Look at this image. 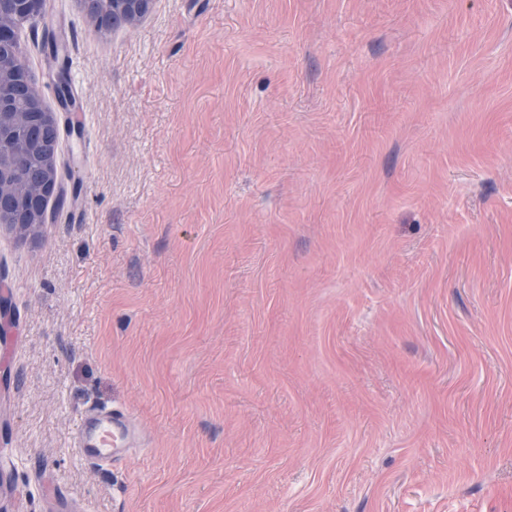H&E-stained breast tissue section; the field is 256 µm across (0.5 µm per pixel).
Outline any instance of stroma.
<instances>
[{
  "mask_svg": "<svg viewBox=\"0 0 512 512\" xmlns=\"http://www.w3.org/2000/svg\"><path fill=\"white\" fill-rule=\"evenodd\" d=\"M22 49L63 198L0 223V512H512V0H47ZM113 0H96L91 6L87 15L95 22L96 32L99 35H110L112 32L127 26H121V23H112V17L115 9ZM135 433V425L123 411L93 407L83 415L78 448L90 465L112 466L133 447L131 441Z\"/></svg>",
  "mask_w": 512,
  "mask_h": 512,
  "instance_id": "obj_1",
  "label": "stroma"
}]
</instances>
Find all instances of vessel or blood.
<instances>
[{"mask_svg":"<svg viewBox=\"0 0 512 512\" xmlns=\"http://www.w3.org/2000/svg\"><path fill=\"white\" fill-rule=\"evenodd\" d=\"M135 433V425L123 411L93 407L83 415L78 446L90 465L109 466L126 457Z\"/></svg>","mask_w":512,"mask_h":512,"instance_id":"obj_1","label":"vessel or blood"}]
</instances>
